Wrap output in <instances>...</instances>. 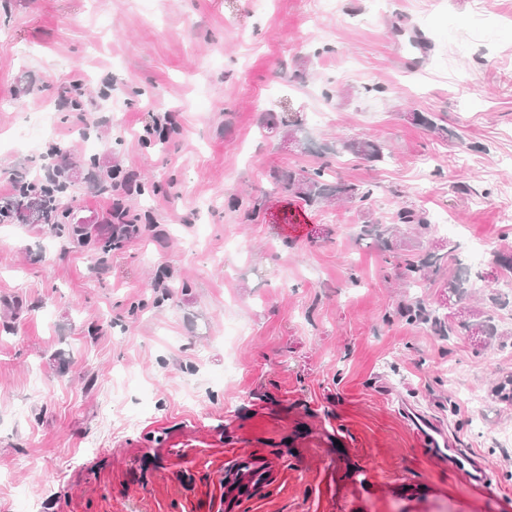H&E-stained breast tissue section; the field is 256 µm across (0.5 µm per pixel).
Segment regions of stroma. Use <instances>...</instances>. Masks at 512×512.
I'll return each instance as SVG.
<instances>
[{
  "label": "stroma",
  "instance_id": "1",
  "mask_svg": "<svg viewBox=\"0 0 512 512\" xmlns=\"http://www.w3.org/2000/svg\"><path fill=\"white\" fill-rule=\"evenodd\" d=\"M313 6L0 0V188L47 175L53 144L93 239L112 205L93 181L117 164L157 224L109 252L0 224V512H211L201 479L236 452L271 460V483L227 493L229 512H512V401L493 392L512 376L493 276L512 252V0ZM402 25L429 42L419 69ZM166 112L176 132L145 136ZM269 112L298 114V144L262 130ZM357 138L383 159L340 150ZM324 161L375 184L366 208L312 209L268 180ZM403 207L449 224L385 250L370 227ZM448 243L439 275L398 280L406 254ZM460 270L478 280L462 298L444 286ZM414 298L479 307L499 335L401 318ZM416 412L491 468L489 489L430 454Z\"/></svg>",
  "mask_w": 512,
  "mask_h": 512
}]
</instances>
